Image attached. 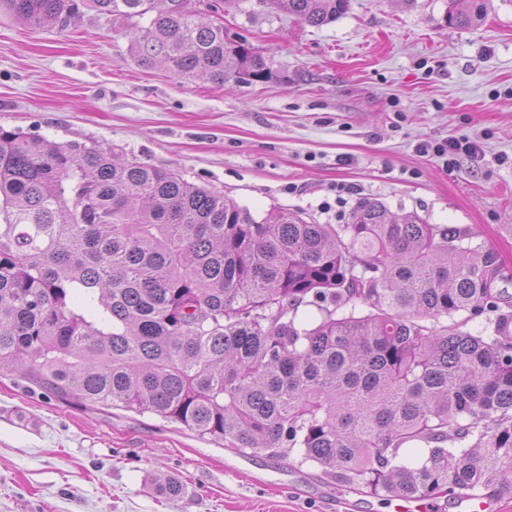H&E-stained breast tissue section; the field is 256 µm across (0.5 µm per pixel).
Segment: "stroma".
<instances>
[{
  "label": "stroma",
  "instance_id": "stroma-1",
  "mask_svg": "<svg viewBox=\"0 0 512 512\" xmlns=\"http://www.w3.org/2000/svg\"><path fill=\"white\" fill-rule=\"evenodd\" d=\"M224 27L272 70L264 83L192 81L129 52L130 25L87 12L61 33L0 13V126L95 142L179 171L256 217L300 210L344 224L366 198L470 228L512 292V0L475 28L448 0H349L312 27L229 0ZM479 137L484 160L416 147ZM508 156L498 165L496 156ZM352 194L337 200L335 188ZM183 484L175 499L152 480ZM321 468L242 454L151 414L67 406L0 378V512H394Z\"/></svg>",
  "mask_w": 512,
  "mask_h": 512
}]
</instances>
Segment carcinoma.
<instances>
[{
    "mask_svg": "<svg viewBox=\"0 0 512 512\" xmlns=\"http://www.w3.org/2000/svg\"><path fill=\"white\" fill-rule=\"evenodd\" d=\"M189 0H0L36 27L86 11L186 78L265 82V56ZM449 0L470 27L486 0ZM349 0H258L320 27ZM472 232L390 215L258 219L172 169L0 126V377L89 409L150 413L245 453L298 451L383 501L512 493V311ZM301 306L318 317L300 322ZM486 317L489 334L466 329ZM160 494L183 484L156 478Z\"/></svg>",
    "mask_w": 512,
    "mask_h": 512,
    "instance_id": "carcinoma-1",
    "label": "carcinoma"
}]
</instances>
